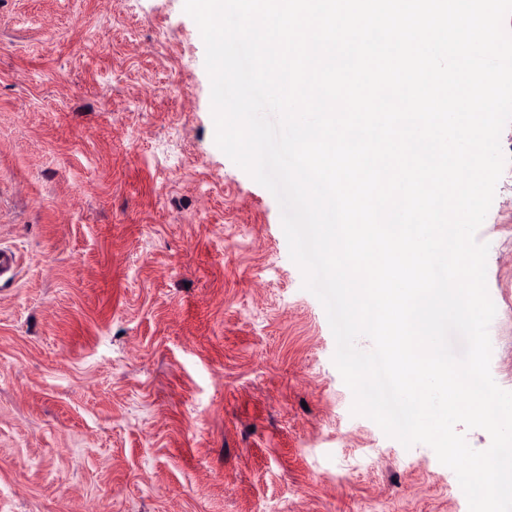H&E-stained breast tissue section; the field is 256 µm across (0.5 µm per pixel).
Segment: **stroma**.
<instances>
[{
    "label": "stroma",
    "mask_w": 512,
    "mask_h": 512,
    "mask_svg": "<svg viewBox=\"0 0 512 512\" xmlns=\"http://www.w3.org/2000/svg\"><path fill=\"white\" fill-rule=\"evenodd\" d=\"M488 243L512 391V123ZM0 512H469L371 419L184 0H0Z\"/></svg>",
    "instance_id": "35a3bbf8"
}]
</instances>
